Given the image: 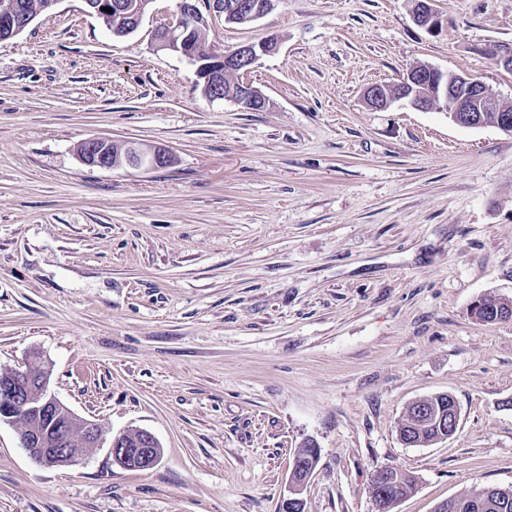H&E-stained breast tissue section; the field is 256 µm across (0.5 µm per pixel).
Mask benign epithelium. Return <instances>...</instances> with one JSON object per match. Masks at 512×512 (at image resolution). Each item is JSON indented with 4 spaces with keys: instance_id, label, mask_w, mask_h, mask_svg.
<instances>
[{
    "instance_id": "7a95c632",
    "label": "benign epithelium",
    "mask_w": 512,
    "mask_h": 512,
    "mask_svg": "<svg viewBox=\"0 0 512 512\" xmlns=\"http://www.w3.org/2000/svg\"><path fill=\"white\" fill-rule=\"evenodd\" d=\"M58 0H40L34 11H25L17 0H0V41L10 39L25 29L42 12ZM87 9L112 27L119 36H128L140 26L153 0H84ZM278 0H213V9L224 14L227 23L251 25L274 8ZM432 0H415L417 25L433 32L440 19ZM110 8L111 12L104 11ZM203 15L196 0H179L176 23L158 28L154 33L157 49L176 52L198 65L205 95L213 100H226L254 112L270 110L271 102L249 83L226 85V75L246 70L260 57L276 52L278 39L266 38L248 42L225 53H215L200 37ZM484 52L496 64L512 71V45L490 43ZM365 104L382 110L403 101L416 111L442 108L451 120L462 127L477 128L476 112H501L499 129L512 134V114L505 112L502 100L482 82L465 72H443L431 65L410 68L402 81L373 84L363 93ZM114 141L90 137L81 143L78 156L89 167L113 169L127 167L154 170L174 163L172 152L164 147L125 141L123 155L112 156ZM429 420L440 432L452 436L457 431L458 417L432 413ZM25 423L21 447L38 465L56 467L71 465L108 449L113 463L122 468L147 469L160 459V444L146 430L125 431L106 438L101 424L76 415L50 389V371L40 356H34L25 369L0 368V424Z\"/></svg>"
}]
</instances>
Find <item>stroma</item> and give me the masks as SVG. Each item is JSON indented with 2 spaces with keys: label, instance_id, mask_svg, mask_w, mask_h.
I'll return each instance as SVG.
<instances>
[{
  "label": "stroma",
  "instance_id": "35a3bbf8",
  "mask_svg": "<svg viewBox=\"0 0 512 512\" xmlns=\"http://www.w3.org/2000/svg\"><path fill=\"white\" fill-rule=\"evenodd\" d=\"M223 50L278 38L237 81L266 112L212 100L156 50L178 0L112 36L59 0L0 42V366L47 356L50 388L109 435L151 432L145 470L107 449L44 468L0 426V512H280L295 454L319 450L304 512H374L376 470L411 473L393 512L512 488V135L363 92L415 64L464 71L512 105V0H278L225 23ZM168 148L156 170L84 165L90 137ZM451 393L456 434L402 442L416 400ZM432 0H415V16L417 25L426 28L429 32H434L440 25V19L431 5Z\"/></svg>",
  "mask_w": 512,
  "mask_h": 512
}]
</instances>
